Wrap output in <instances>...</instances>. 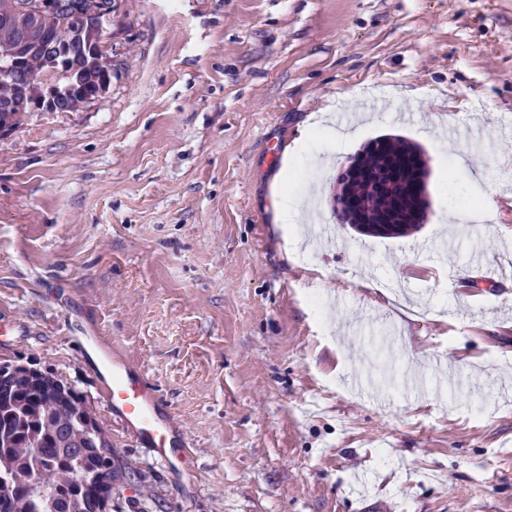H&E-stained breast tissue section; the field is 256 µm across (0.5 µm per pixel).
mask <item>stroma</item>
<instances>
[{
  "label": "stroma",
  "instance_id": "35a3bbf8",
  "mask_svg": "<svg viewBox=\"0 0 512 512\" xmlns=\"http://www.w3.org/2000/svg\"><path fill=\"white\" fill-rule=\"evenodd\" d=\"M109 54L102 101L0 136V361L101 420L112 512H512V0H112ZM382 135L425 152L424 223L321 234ZM96 340L103 360L112 365V382L104 387L112 414L124 417L139 439L153 448L160 460L169 466L172 463L170 450L174 428L171 421L161 414V405L146 375L141 368L136 370L125 360L112 355V348L101 336H96Z\"/></svg>",
  "mask_w": 512,
  "mask_h": 512
}]
</instances>
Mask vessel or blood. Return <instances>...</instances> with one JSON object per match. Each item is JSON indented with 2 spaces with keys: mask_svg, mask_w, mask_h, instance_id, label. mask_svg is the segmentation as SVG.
<instances>
[{
  "mask_svg": "<svg viewBox=\"0 0 512 512\" xmlns=\"http://www.w3.org/2000/svg\"><path fill=\"white\" fill-rule=\"evenodd\" d=\"M102 358L112 367V382L104 387L110 409L127 420L163 463H170L174 428L161 414L159 400L145 374L113 355L111 347H103Z\"/></svg>",
  "mask_w": 512,
  "mask_h": 512,
  "instance_id": "1",
  "label": "vessel or blood"
}]
</instances>
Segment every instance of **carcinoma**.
I'll list each match as a JSON object with an SVG mask.
<instances>
[{
  "label": "carcinoma",
  "mask_w": 512,
  "mask_h": 512,
  "mask_svg": "<svg viewBox=\"0 0 512 512\" xmlns=\"http://www.w3.org/2000/svg\"><path fill=\"white\" fill-rule=\"evenodd\" d=\"M18 0H0V106H11L14 128L24 124L29 105L37 94L26 74L45 64L41 46L48 41L61 46L76 41L72 23L55 17L42 20L22 10L11 9ZM26 46L12 53L22 34ZM60 82L78 75L95 88L112 79V61L106 48L84 57L81 70L63 65L53 71ZM412 143L387 137L381 148L366 142L352 157L354 164L373 174L380 173L385 157L407 152ZM353 193L370 201L355 212L333 215L337 224L349 225L374 237L394 238L415 230V224H399L391 216L395 196L378 203L374 184L357 180ZM33 385L11 375L0 377V512H110L114 471L104 465L112 445L100 439L103 425L86 407L85 400L52 374L41 372ZM38 472L45 481L37 486L26 478Z\"/></svg>",
  "instance_id": "cac0c4a2"
}]
</instances>
